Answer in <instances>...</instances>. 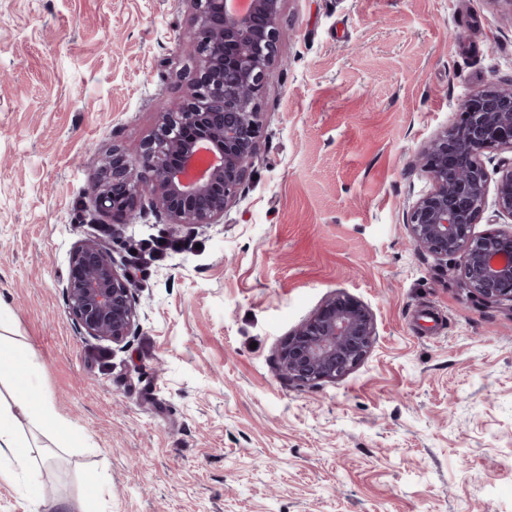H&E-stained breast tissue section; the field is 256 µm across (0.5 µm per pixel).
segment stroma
<instances>
[{
	"label": "stroma",
	"mask_w": 512,
	"mask_h": 512,
	"mask_svg": "<svg viewBox=\"0 0 512 512\" xmlns=\"http://www.w3.org/2000/svg\"><path fill=\"white\" fill-rule=\"evenodd\" d=\"M188 0H0V300L5 344L82 438H29L0 512H512V312L412 246L423 148L478 89L512 82V0H285L258 154L218 224L160 213L113 232L99 157L136 155L186 93ZM131 271L122 349L80 334L70 254ZM373 312L349 374L278 372L331 295Z\"/></svg>",
	"instance_id": "35a3bbf8"
}]
</instances>
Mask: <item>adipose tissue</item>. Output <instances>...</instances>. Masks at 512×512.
<instances>
[{
    "mask_svg": "<svg viewBox=\"0 0 512 512\" xmlns=\"http://www.w3.org/2000/svg\"><path fill=\"white\" fill-rule=\"evenodd\" d=\"M14 363L18 377L12 382V404L0 402V463L25 465L28 460L30 443L18 430L19 417H26L35 425L45 429L56 443H64L70 438V432L63 419L44 399L32 396L31 386L22 384L21 379L33 371V363L24 352L0 345V363Z\"/></svg>",
    "mask_w": 512,
    "mask_h": 512,
    "instance_id": "adipose-tissue-1",
    "label": "adipose tissue"
}]
</instances>
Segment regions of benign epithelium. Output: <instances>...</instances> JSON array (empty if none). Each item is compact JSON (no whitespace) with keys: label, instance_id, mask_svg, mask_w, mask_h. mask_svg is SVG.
Returning a JSON list of instances; mask_svg holds the SVG:
<instances>
[{"label":"benign epithelium","instance_id":"benign-epithelium-1","mask_svg":"<svg viewBox=\"0 0 512 512\" xmlns=\"http://www.w3.org/2000/svg\"><path fill=\"white\" fill-rule=\"evenodd\" d=\"M189 38L196 64L189 91L160 120L139 154L119 148L100 159L92 186L95 210L123 227L144 215L143 199L176 226L218 224L236 200L258 150V102L276 61L285 0H251L239 13L233 0H190ZM512 150V83L473 93L458 119L422 152L433 189L409 208L415 249L440 261L459 258L462 286L481 302L512 312V230L474 232L484 211L489 149ZM497 212L512 217V166L496 185ZM63 287L81 333L125 346L137 320L130 272L118 271L104 241L88 237L70 258ZM376 335L368 306L338 293L301 323L279 351V370L291 382L316 384L353 370Z\"/></svg>","mask_w":512,"mask_h":512}]
</instances>
